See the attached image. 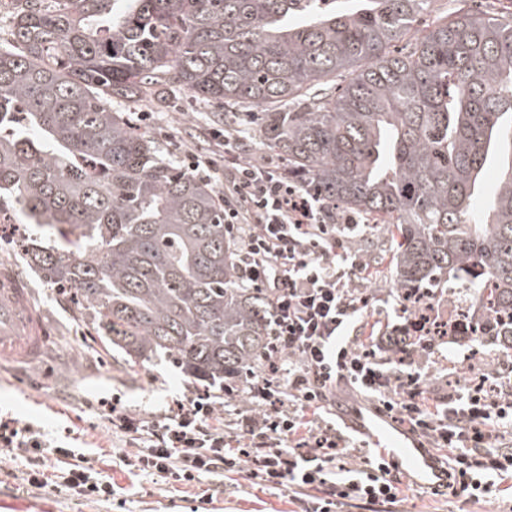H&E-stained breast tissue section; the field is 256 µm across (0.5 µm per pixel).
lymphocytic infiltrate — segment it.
<instances>
[{
  "label": "lymphocytic infiltrate",
  "instance_id": "f902f5d3",
  "mask_svg": "<svg viewBox=\"0 0 512 512\" xmlns=\"http://www.w3.org/2000/svg\"><path fill=\"white\" fill-rule=\"evenodd\" d=\"M224 222L240 245L239 280L274 303L262 370L229 426L207 391L174 399L153 425L113 411V428L136 447L124 458L130 470L184 485L242 472L260 486L292 488L301 512H334L346 500L391 512L399 488L383 467L348 466L347 441L327 418L345 384L370 394L430 447L451 448L450 482L472 500L512 478V393H498L491 377L426 402L416 359L405 352L409 343L434 350L425 317L394 326L379 352L358 348L366 297L353 278L367 265L340 232L354 217L324 213L315 195L289 184L270 160L238 156L224 190ZM0 447L26 458L35 486L45 483L49 453H70L17 418L0 420ZM63 484L98 500L115 494L111 478L88 465L68 469Z\"/></svg>",
  "mask_w": 512,
  "mask_h": 512
}]
</instances>
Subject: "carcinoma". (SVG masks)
Segmentation results:
<instances>
[{"label":"carcinoma","instance_id":"obj_1","mask_svg":"<svg viewBox=\"0 0 512 512\" xmlns=\"http://www.w3.org/2000/svg\"><path fill=\"white\" fill-rule=\"evenodd\" d=\"M432 2L25 0L24 51L0 44V196L64 241L26 256L134 366L163 353L211 387L262 368L273 307L237 278L224 198L110 105L178 86L244 110L329 212L381 226L401 301L456 280L496 314L480 344L512 349V12L420 29Z\"/></svg>","mask_w":512,"mask_h":512}]
</instances>
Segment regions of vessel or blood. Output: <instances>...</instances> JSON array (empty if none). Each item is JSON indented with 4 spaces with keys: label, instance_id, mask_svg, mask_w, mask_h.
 <instances>
[{
    "label": "vessel or blood",
    "instance_id": "1",
    "mask_svg": "<svg viewBox=\"0 0 512 512\" xmlns=\"http://www.w3.org/2000/svg\"><path fill=\"white\" fill-rule=\"evenodd\" d=\"M49 346V332L44 319L30 300V290L15 271L0 267V362L18 361L37 366ZM336 412L354 416L355 426L365 439L364 454L382 465L395 460L403 465L396 481L403 490L448 489V469L442 466L438 452L425 447L409 431L400 428L382 409L350 410L337 402Z\"/></svg>",
    "mask_w": 512,
    "mask_h": 512
}]
</instances>
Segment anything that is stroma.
I'll list each match as a JSON object with an SVG mask.
<instances>
[{"mask_svg": "<svg viewBox=\"0 0 512 512\" xmlns=\"http://www.w3.org/2000/svg\"><path fill=\"white\" fill-rule=\"evenodd\" d=\"M137 128L146 130L162 154L186 159L188 153L211 156L223 139L224 107L210 105L214 117L198 119V103L187 92L171 88L162 106L141 110L132 99L114 104ZM13 236L0 242V263L13 265L31 291L34 306L41 311L50 332L51 351L38 367H0V416L19 418L44 431L75 456L53 459L55 471L65 472L74 460L91 464L108 474L117 490L109 502H95L74 495L62 487L29 485L23 474L24 459H0V494L16 500L43 502L54 512H295L296 502L288 488H263L252 484L245 474H229L223 481L202 480L192 488L166 485L158 475L130 472L122 463L129 445L125 435L112 430L108 405L120 397L123 411L134 417L157 422L169 411L173 399L192 386L191 380L171 359L163 358L142 366L128 364L124 354L101 339L87 310L78 308L65 292L52 288L41 271L19 251L21 240L36 238L50 245L49 237L35 225L15 215ZM356 250L373 261L364 293L369 302L364 322L376 331L389 332L402 323L401 301L387 278L391 258L387 237L371 224H359L348 232ZM476 353L470 337L440 341L434 351L423 354L422 389L427 399L458 390L461 385L482 379L473 370ZM399 512H512V495L494 493L473 502L466 492L448 494L415 491L404 495Z\"/></svg>", "mask_w": 512, "mask_h": 512, "instance_id": "35a3bbf8", "label": "stroma"}]
</instances>
